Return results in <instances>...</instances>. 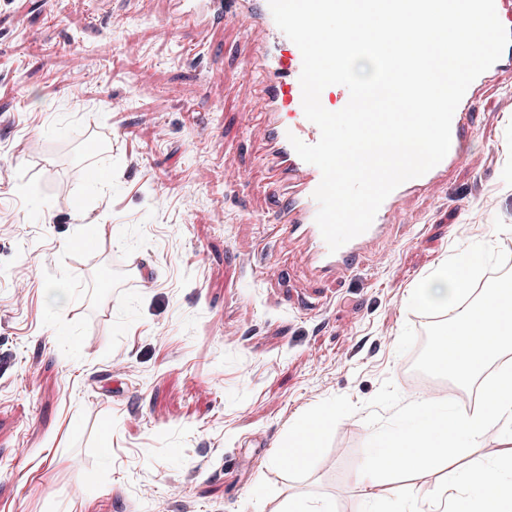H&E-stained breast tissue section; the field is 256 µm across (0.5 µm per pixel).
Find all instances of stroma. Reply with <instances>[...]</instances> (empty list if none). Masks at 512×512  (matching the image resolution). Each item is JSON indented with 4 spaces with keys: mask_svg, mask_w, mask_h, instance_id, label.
Returning a JSON list of instances; mask_svg holds the SVG:
<instances>
[{
    "mask_svg": "<svg viewBox=\"0 0 512 512\" xmlns=\"http://www.w3.org/2000/svg\"><path fill=\"white\" fill-rule=\"evenodd\" d=\"M252 51L167 0H0V512H275L298 494L399 512L406 475L371 503L352 476L409 402L448 395L407 368L429 316L413 289L474 249L512 257V76L448 183L405 201L385 263L319 281L264 240ZM327 408L339 422L295 470L290 430Z\"/></svg>",
    "mask_w": 512,
    "mask_h": 512,
    "instance_id": "stroma-1",
    "label": "stroma"
}]
</instances>
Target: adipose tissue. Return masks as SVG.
<instances>
[{
    "label": "adipose tissue",
    "mask_w": 512,
    "mask_h": 512,
    "mask_svg": "<svg viewBox=\"0 0 512 512\" xmlns=\"http://www.w3.org/2000/svg\"><path fill=\"white\" fill-rule=\"evenodd\" d=\"M481 262V256L473 254L465 263L445 265L411 294L417 307L456 312V322L438 340L434 368L457 389L479 388L481 407L468 414L450 399L412 402L404 429L396 435L373 436L376 452L353 476L366 500L381 498L384 476L398 459L404 471L434 479L432 490L403 491L410 512H512V366L504 362L512 355V290L488 288L479 298L465 301L467 274ZM475 336L481 339L477 349L471 345ZM493 366L498 369L496 376L484 382L485 372ZM316 422L329 429L336 414L330 411L300 420L283 450L290 465L306 467L313 457L319 438L307 429ZM492 428L503 444L495 461L500 471L496 482L487 481L481 462L451 468V459L480 448Z\"/></svg>",
    "instance_id": "obj_1"
}]
</instances>
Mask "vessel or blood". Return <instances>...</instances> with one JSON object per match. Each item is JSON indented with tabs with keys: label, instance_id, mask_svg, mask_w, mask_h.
<instances>
[{
	"label": "vessel or blood",
	"instance_id": "vessel-or-blood-1",
	"mask_svg": "<svg viewBox=\"0 0 512 512\" xmlns=\"http://www.w3.org/2000/svg\"><path fill=\"white\" fill-rule=\"evenodd\" d=\"M174 19L194 26L220 25L232 21L256 40L248 69L254 91L266 107L247 115L248 128L260 142L261 160L272 174L268 196L272 203L275 237L294 245V259L318 280L347 275L376 257L379 248L392 239L402 204L417 195L430 196L447 182L464 160L461 146L466 138L486 85L501 73L512 72V44L501 58L468 87L451 123V145L445 158L423 176L397 187L383 202L370 228L337 251H329L315 222L318 204L313 193L321 181L318 167L303 161L290 140L312 145L319 128L308 121L302 106L299 48L277 27L268 0H168ZM342 85L327 86L320 101L326 110H341L349 101Z\"/></svg>",
	"mask_w": 512,
	"mask_h": 512
}]
</instances>
